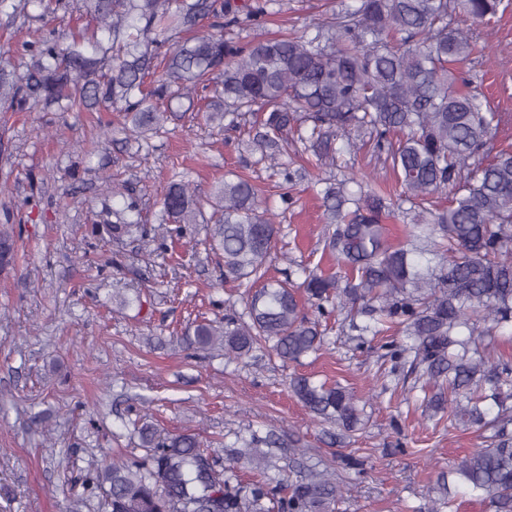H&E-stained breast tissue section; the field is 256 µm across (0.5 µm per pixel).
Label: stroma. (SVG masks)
Returning a JSON list of instances; mask_svg holds the SVG:
<instances>
[{
  "mask_svg": "<svg viewBox=\"0 0 512 512\" xmlns=\"http://www.w3.org/2000/svg\"><path fill=\"white\" fill-rule=\"evenodd\" d=\"M327 0H276L270 31L300 30L324 17ZM464 65L470 89L512 114V0ZM81 0L27 22L0 15V52L49 32L82 26ZM109 112L0 109V225H13L16 260L0 272V512H105L101 490L84 479L104 456L142 455L133 422L151 412L167 432L198 433L215 454L253 426L299 449H275L273 478L296 463L342 479L338 512H423L438 472L484 440L471 426L430 418L417 373L385 358L384 340L359 344L336 321L318 353L284 363L256 352L245 363L224 350L183 349L195 325L242 315L243 290L225 281L205 224L171 240L157 234V200L173 171L213 195L228 174L250 178L278 214L267 262L285 278L298 267L324 270L320 200L305 183L283 207L279 176L254 162L237 132L194 112H177L143 142L106 131ZM136 204L147 237L101 232L113 211ZM129 299L119 308L120 299ZM337 382L365 399V426L337 439L288 390L291 376Z\"/></svg>",
  "mask_w": 512,
  "mask_h": 512,
  "instance_id": "1",
  "label": "stroma"
}]
</instances>
